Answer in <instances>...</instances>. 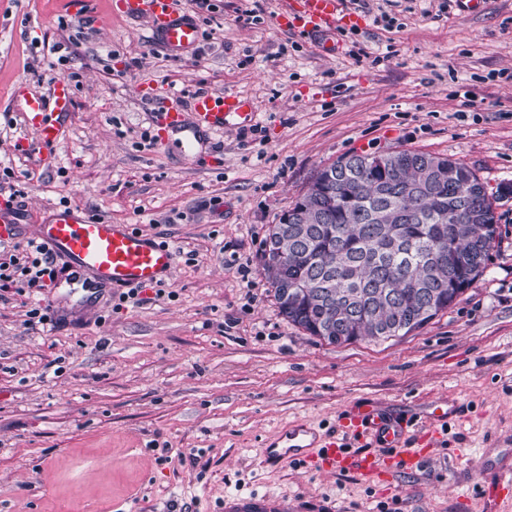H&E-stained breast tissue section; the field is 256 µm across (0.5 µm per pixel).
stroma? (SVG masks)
<instances>
[{
	"label": "stroma",
	"instance_id": "obj_1",
	"mask_svg": "<svg viewBox=\"0 0 512 512\" xmlns=\"http://www.w3.org/2000/svg\"><path fill=\"white\" fill-rule=\"evenodd\" d=\"M286 0H211L203 36L181 56L111 0H0V168L14 171L25 227L61 199L160 237L176 258L162 294L113 311V295L68 285L0 290V512H222L230 493L313 501L315 512H512L490 489L512 462V0H356L365 26L339 52L281 29ZM381 6L398 26L373 21ZM256 10L254 21H244ZM64 53L53 52V44ZM364 48V58L348 56ZM74 98L50 162L13 105L16 90ZM250 98L255 128L202 138L203 165L179 137L150 145L145 85ZM471 91L474 108L460 106ZM445 154L493 194L502 241L451 309L407 336L334 346L280 315L261 275L269 225L316 172L355 152ZM252 272L245 284L240 267ZM55 322L26 323L38 299ZM459 412L411 477L381 486L262 450L289 428L339 431L363 402L417 417Z\"/></svg>",
	"mask_w": 512,
	"mask_h": 512
}]
</instances>
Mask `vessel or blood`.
I'll list each match as a JSON object with an SVG mask.
<instances>
[{"label": "vessel or blood", "mask_w": 512, "mask_h": 512, "mask_svg": "<svg viewBox=\"0 0 512 512\" xmlns=\"http://www.w3.org/2000/svg\"><path fill=\"white\" fill-rule=\"evenodd\" d=\"M114 7L129 17L146 20L170 52L192 50L200 41L197 23L180 13L174 0H115ZM358 22V17L342 10L341 0H289L279 17L285 29L314 38L332 36L336 30ZM172 97L170 90H154V123L162 136L181 135L183 155L191 162L200 159L196 142L201 134L221 132L255 117L250 102L237 93L198 91L183 110L172 107ZM72 99L71 85L64 78L56 81L52 102L21 97L25 122L43 149H52L58 142L59 119L69 114ZM30 238L60 261L67 284L85 288L117 291L154 286L168 276L175 259L170 244L132 225L115 224L75 206L53 210L45 222L35 225ZM430 420V415H423L421 425L410 435L405 421L368 403L341 417V436H317L307 428L292 429L284 435L283 446L266 449L265 461L272 466L303 461L324 472H356L365 482L376 484L420 470L432 449L443 441L442 430L433 427ZM353 442L363 445V452H352L349 445ZM224 512H306V507L304 501L284 496L231 494L224 498Z\"/></svg>", "instance_id": "vessel-or-blood-1"}]
</instances>
